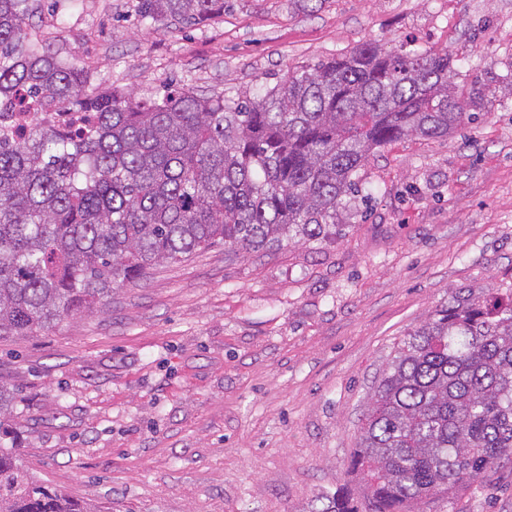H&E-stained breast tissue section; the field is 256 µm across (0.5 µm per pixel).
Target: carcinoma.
<instances>
[{
    "instance_id": "carcinoma-1",
    "label": "carcinoma",
    "mask_w": 512,
    "mask_h": 512,
    "mask_svg": "<svg viewBox=\"0 0 512 512\" xmlns=\"http://www.w3.org/2000/svg\"><path fill=\"white\" fill-rule=\"evenodd\" d=\"M224 0H137L145 26L194 24ZM30 0H0V99L93 113L85 133L36 126L0 141V336L106 306L112 286L222 244L243 253L336 235V211L374 152L478 118L448 52L363 44L287 72L258 99L191 88L86 90L38 45ZM512 460V291L448 299L409 331L372 386L352 456L364 512H417ZM0 512H97L0 448ZM315 512H359L338 491Z\"/></svg>"
}]
</instances>
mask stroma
<instances>
[{
	"label": "stroma",
	"instance_id": "obj_1",
	"mask_svg": "<svg viewBox=\"0 0 512 512\" xmlns=\"http://www.w3.org/2000/svg\"><path fill=\"white\" fill-rule=\"evenodd\" d=\"M135 2L36 0L32 22L95 91L259 96L372 42L448 50L487 104L371 157L335 240L215 246L114 287L104 311L0 339L4 444L100 512H314L359 494V419L397 343L449 297L512 289V0H224L152 28ZM420 512H512V463Z\"/></svg>",
	"mask_w": 512,
	"mask_h": 512
}]
</instances>
